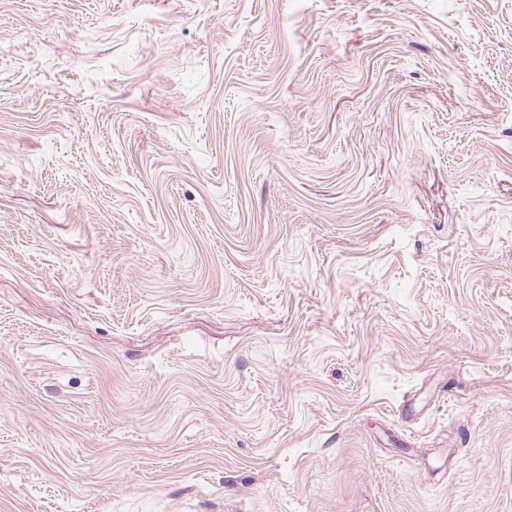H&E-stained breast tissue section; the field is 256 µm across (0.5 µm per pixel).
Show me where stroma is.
<instances>
[{"mask_svg":"<svg viewBox=\"0 0 512 512\" xmlns=\"http://www.w3.org/2000/svg\"><path fill=\"white\" fill-rule=\"evenodd\" d=\"M0 512H512V0H0Z\"/></svg>","mask_w":512,"mask_h":512,"instance_id":"stroma-1","label":"stroma"}]
</instances>
